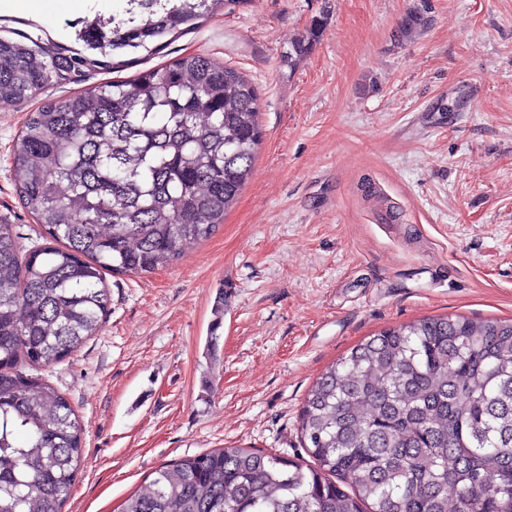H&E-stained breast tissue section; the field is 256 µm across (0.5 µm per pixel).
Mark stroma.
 I'll return each mask as SVG.
<instances>
[{
    "label": "stroma",
    "instance_id": "35a3bbf8",
    "mask_svg": "<svg viewBox=\"0 0 512 512\" xmlns=\"http://www.w3.org/2000/svg\"><path fill=\"white\" fill-rule=\"evenodd\" d=\"M56 2L29 16L53 38L95 16ZM186 54L256 86L263 142L223 226L152 273H105L103 331L43 370L84 428L63 512H117L157 468L216 448L306 458L300 407L353 346L427 317L512 319V0H239L46 95ZM34 108L0 106V221L32 239L10 166Z\"/></svg>",
    "mask_w": 512,
    "mask_h": 512
}]
</instances>
